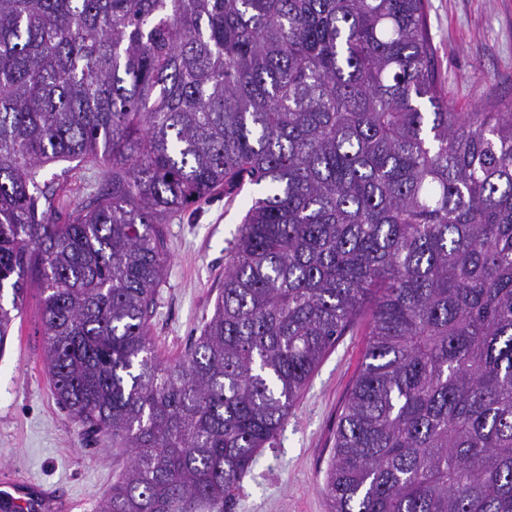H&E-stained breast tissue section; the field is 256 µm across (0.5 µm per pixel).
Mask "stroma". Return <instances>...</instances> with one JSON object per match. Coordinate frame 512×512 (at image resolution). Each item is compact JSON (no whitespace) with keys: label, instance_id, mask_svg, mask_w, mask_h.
<instances>
[{"label":"stroma","instance_id":"35a3bbf8","mask_svg":"<svg viewBox=\"0 0 512 512\" xmlns=\"http://www.w3.org/2000/svg\"><path fill=\"white\" fill-rule=\"evenodd\" d=\"M434 63L456 111L512 101V0H428ZM67 219L104 170L57 161L42 170ZM256 186L218 194L164 226L168 263L150 321L159 356L180 358L213 314L229 251ZM366 346L363 327L336 343L293 408L274 447L264 449L235 491L230 512H328L325 477L336 426ZM37 294H29L0 355V475L56 489L72 512H97L126 465L111 442L86 433L58 404L43 363Z\"/></svg>","mask_w":512,"mask_h":512}]
</instances>
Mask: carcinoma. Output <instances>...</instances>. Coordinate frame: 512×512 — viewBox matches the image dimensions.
Here are the masks:
<instances>
[{
	"label": "carcinoma",
	"mask_w": 512,
	"mask_h": 512,
	"mask_svg": "<svg viewBox=\"0 0 512 512\" xmlns=\"http://www.w3.org/2000/svg\"><path fill=\"white\" fill-rule=\"evenodd\" d=\"M426 0H0V350L30 286L58 403L128 464L98 512H225L340 336L329 512H512V102L457 112ZM107 167L64 222L42 169ZM252 199L192 347L162 224Z\"/></svg>",
	"instance_id": "obj_1"
}]
</instances>
